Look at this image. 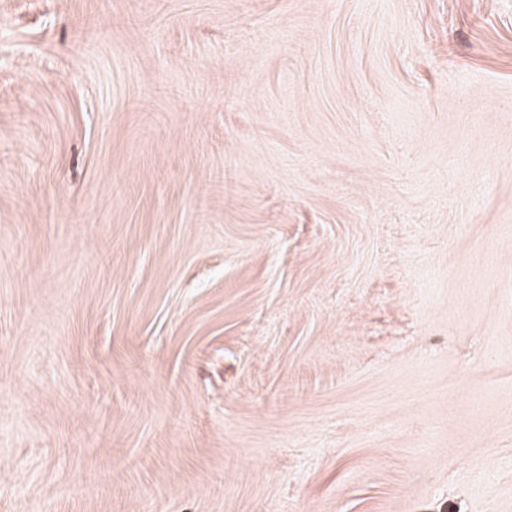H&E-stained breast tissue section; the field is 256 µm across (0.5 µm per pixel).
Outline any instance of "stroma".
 <instances>
[{
    "mask_svg": "<svg viewBox=\"0 0 512 512\" xmlns=\"http://www.w3.org/2000/svg\"><path fill=\"white\" fill-rule=\"evenodd\" d=\"M0 512H512V0H0Z\"/></svg>",
    "mask_w": 512,
    "mask_h": 512,
    "instance_id": "obj_1",
    "label": "stroma"
}]
</instances>
